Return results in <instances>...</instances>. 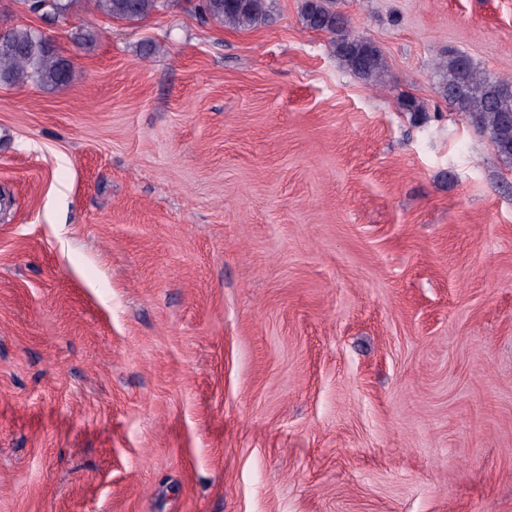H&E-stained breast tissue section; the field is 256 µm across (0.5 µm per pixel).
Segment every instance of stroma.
I'll return each instance as SVG.
<instances>
[{
    "label": "stroma",
    "mask_w": 512,
    "mask_h": 512,
    "mask_svg": "<svg viewBox=\"0 0 512 512\" xmlns=\"http://www.w3.org/2000/svg\"><path fill=\"white\" fill-rule=\"evenodd\" d=\"M0 1L75 66L0 87V512H512V164L436 72L512 0H337L376 87L301 0ZM35 1H40L35 3ZM26 5L31 12L47 24L67 23L74 0H53L47 7H44L45 0H19ZM174 0H94L97 12L109 20H141L169 8ZM202 18L236 30H248L272 21L271 0H196ZM301 12L308 28L332 36V51L345 69L368 86L382 82L387 65L381 50L351 28L347 17L337 9L336 0H303Z\"/></svg>",
    "instance_id": "1"
}]
</instances>
